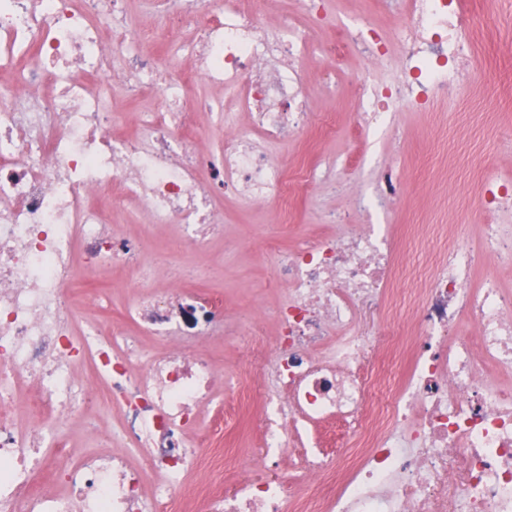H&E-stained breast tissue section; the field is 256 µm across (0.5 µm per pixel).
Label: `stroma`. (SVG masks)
<instances>
[{
	"instance_id": "35a3bbf8",
	"label": "stroma",
	"mask_w": 512,
	"mask_h": 512,
	"mask_svg": "<svg viewBox=\"0 0 512 512\" xmlns=\"http://www.w3.org/2000/svg\"><path fill=\"white\" fill-rule=\"evenodd\" d=\"M480 23L471 32L473 53L482 75L456 100H439L423 111L396 113L398 136L383 130H357L355 88L365 68L354 54L319 55V46L334 43L336 31L326 27L315 35L316 50L303 66L310 110L316 118L336 122L335 134L313 126L278 149L290 169H306L321 161L357 166L350 180L321 187L311 195L292 199L287 210L271 204L247 205L234 198L221 200L224 230L211 238L204 254L184 258L173 254V230L162 224L140 223L130 233L149 238L155 248L145 257L158 286L181 283L223 296L225 309L249 319L256 303L283 299L287 285L273 275L280 252L306 235L325 230L328 215L349 224L362 223L350 182L370 191L376 165L394 159L404 186L385 222L402 255L392 275V288L403 291L421 284L445 257L458 235L478 234L483 216L476 207L489 173L512 177V0H464ZM335 72L336 82L325 79ZM233 382L228 397L236 415L225 418L223 404L205 413L201 432L206 453L192 486L220 492L251 476L264 474L260 458L244 456L260 445L256 420L261 398L248 383V370L228 343L206 346ZM111 416L104 407L78 419L68 430L71 454L112 444Z\"/></svg>"
}]
</instances>
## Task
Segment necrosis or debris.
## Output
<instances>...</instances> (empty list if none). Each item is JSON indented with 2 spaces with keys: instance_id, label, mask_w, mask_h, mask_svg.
I'll return each instance as SVG.
<instances>
[{
  "instance_id": "1",
  "label": "necrosis or debris",
  "mask_w": 512,
  "mask_h": 512,
  "mask_svg": "<svg viewBox=\"0 0 512 512\" xmlns=\"http://www.w3.org/2000/svg\"><path fill=\"white\" fill-rule=\"evenodd\" d=\"M265 2L142 0L155 26L133 37L126 0H0V512H512V291L473 282L478 267L512 265V178L487 184L478 237L457 239L424 289H408L405 369L391 357L396 330L366 327L391 307L385 225L303 238L274 268L285 299L231 329L223 299L148 285L146 240L114 221L136 210L174 225L177 247L197 255L222 229L219 196L281 205L339 178L333 165L291 177L269 151L313 124L302 65L315 29L336 24L369 63L364 131L458 97L477 72L461 0H377L390 33L363 14L332 19L324 0L272 25ZM197 81L235 94L234 111L218 98L190 107ZM118 93L163 104L128 125L112 112ZM200 112L223 129L221 148L197 146ZM373 183L355 202L381 216L403 192L395 164ZM100 270L134 285L120 317L87 314L107 301L91 285ZM227 334L262 391L274 476L191 499L220 374L204 345ZM102 397L124 450L70 461L65 429ZM323 422L343 426L341 459L321 449ZM47 465L67 493L44 494Z\"/></svg>"
}]
</instances>
